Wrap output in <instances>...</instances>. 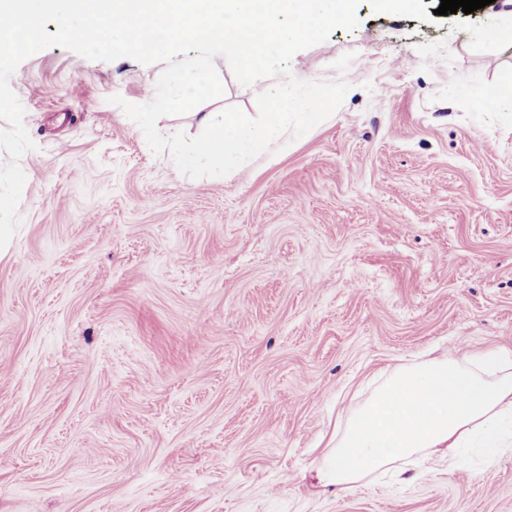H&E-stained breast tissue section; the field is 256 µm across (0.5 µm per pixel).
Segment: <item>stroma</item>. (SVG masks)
<instances>
[{"label": "stroma", "instance_id": "35a3bbf8", "mask_svg": "<svg viewBox=\"0 0 512 512\" xmlns=\"http://www.w3.org/2000/svg\"><path fill=\"white\" fill-rule=\"evenodd\" d=\"M360 0L296 52L346 79L328 119L223 177L154 155L111 96L162 64L60 46L10 80L36 148L0 250V512H512V449L350 491L315 478L345 411L429 351L512 350V0L438 15ZM223 94L165 116L258 114ZM79 93H72V86Z\"/></svg>", "mask_w": 512, "mask_h": 512}]
</instances>
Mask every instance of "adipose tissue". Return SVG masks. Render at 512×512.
<instances>
[{
	"mask_svg": "<svg viewBox=\"0 0 512 512\" xmlns=\"http://www.w3.org/2000/svg\"><path fill=\"white\" fill-rule=\"evenodd\" d=\"M512 447V355H422L385 375L336 428L320 484L354 488L410 459L459 448Z\"/></svg>",
	"mask_w": 512,
	"mask_h": 512,
	"instance_id": "obj_1",
	"label": "adipose tissue"
}]
</instances>
